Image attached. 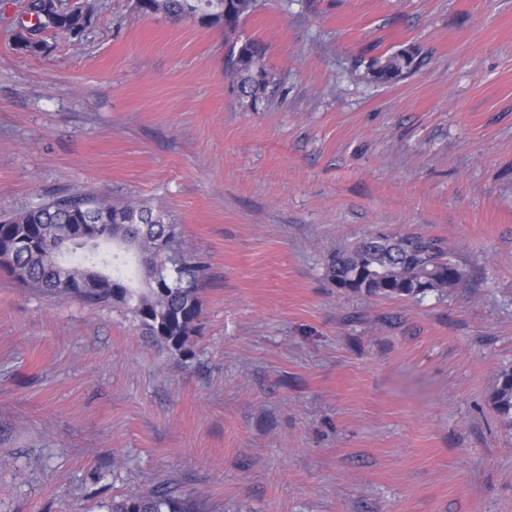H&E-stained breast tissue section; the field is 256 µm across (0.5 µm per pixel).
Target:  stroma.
<instances>
[{"instance_id":"obj_1","label":"stroma","mask_w":512,"mask_h":512,"mask_svg":"<svg viewBox=\"0 0 512 512\" xmlns=\"http://www.w3.org/2000/svg\"><path fill=\"white\" fill-rule=\"evenodd\" d=\"M0 0V212L61 191L163 212L209 265L186 353L129 309L0 270V512H512V0H257L238 36L285 80L249 106L228 36L95 0L81 37L12 46ZM426 64L378 83L372 55ZM385 230L466 278L340 293L328 257ZM28 24V22L20 20L16 25L12 38L15 50L21 54L28 55L48 54L52 50V46L48 42L47 38L36 42L25 37L24 27ZM493 404L503 422L512 427V369H504L492 396ZM197 502L189 495L173 490H158L113 501L112 512H199Z\"/></svg>"}]
</instances>
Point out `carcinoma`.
Returning a JSON list of instances; mask_svg holds the SVG:
<instances>
[{
	"label": "carcinoma",
	"instance_id": "carcinoma-1",
	"mask_svg": "<svg viewBox=\"0 0 512 512\" xmlns=\"http://www.w3.org/2000/svg\"><path fill=\"white\" fill-rule=\"evenodd\" d=\"M257 0H142L140 13L164 14L175 20L199 15L224 22L234 32L254 12ZM96 6L84 0L71 11L69 0L47 5L27 0L23 12L51 33L80 36L92 23ZM26 21H19L13 46L21 54L45 55L48 40L25 37ZM264 50L254 40L231 45L226 74L239 95L252 106L274 96L283 78L263 66ZM423 64L417 54L398 50L371 59L376 81L405 77ZM112 243L142 257V273L135 287L119 265L107 272L93 269L91 247ZM0 270L21 285L44 295L76 298L88 305L127 306L149 333L184 353L200 316L198 293L203 266L183 253L175 225L152 209L113 202L105 197L61 192L37 207L0 217ZM325 276L335 287L380 297H417L442 294L461 285L463 269L452 253L434 239L420 235L372 232L327 260ZM503 422L512 427V369L500 374L492 396ZM112 512H199L190 496L158 490L112 502Z\"/></svg>",
	"mask_w": 512,
	"mask_h": 512
}]
</instances>
